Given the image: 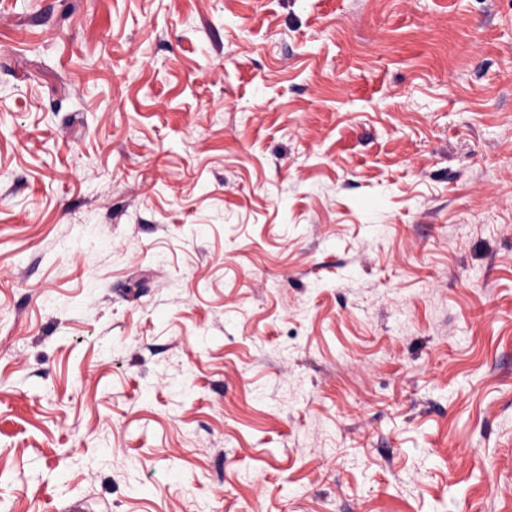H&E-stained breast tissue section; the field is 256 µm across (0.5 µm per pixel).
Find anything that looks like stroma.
I'll use <instances>...</instances> for the list:
<instances>
[{"mask_svg":"<svg viewBox=\"0 0 512 512\" xmlns=\"http://www.w3.org/2000/svg\"><path fill=\"white\" fill-rule=\"evenodd\" d=\"M512 512V0H0V512Z\"/></svg>","mask_w":512,"mask_h":512,"instance_id":"1","label":"stroma"}]
</instances>
